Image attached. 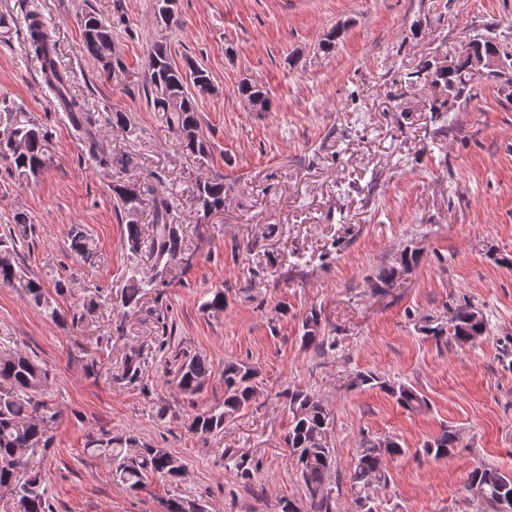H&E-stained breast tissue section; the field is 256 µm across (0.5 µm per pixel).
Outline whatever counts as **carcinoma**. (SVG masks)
<instances>
[{"label": "carcinoma", "instance_id": "1", "mask_svg": "<svg viewBox=\"0 0 512 512\" xmlns=\"http://www.w3.org/2000/svg\"><path fill=\"white\" fill-rule=\"evenodd\" d=\"M174 0H157L155 21L169 29L173 24ZM25 30V52L34 59L48 77L49 91L65 112L70 124L84 134L85 151L92 157L100 154L96 137V119L89 101L72 89L71 81L58 59L55 28L36 9L23 13L18 23L11 16L0 15V35H9L13 28ZM82 49L97 61L105 73L118 65L112 23L88 11L80 19ZM478 55H498L512 68V41L488 30L466 39V44L454 57V65L443 68L438 64H425L431 83L438 87L444 98L431 105L433 112H445L467 95L475 78L470 70V58ZM147 82L144 87L147 105L158 112L166 126L176 134L179 147L195 157L205 160L211 154V143L201 129L198 117V98L210 93L212 81L206 68L186 56L176 62L167 41H156L147 61ZM238 94L247 102L258 101L261 111L268 112L272 102L263 86L243 81ZM0 162L22 180L39 178L53 163L52 133L26 109L9 100H0ZM224 175L216 174L196 184L193 193L194 209L203 216L224 210ZM114 208L126 218L125 235L128 250L138 255L147 248L152 262V275H132L123 286L120 300L130 307L140 300L145 288L163 282L169 268L183 251L184 230L181 213L168 191H156L151 199V224L142 226L129 220L132 211L140 212L145 198L140 187L130 183L112 186ZM14 225L0 229V287L18 288L34 306L42 309L51 319L66 322L64 315L51 305L42 282L28 275L17 251L14 227H27L28 217L22 212L13 216ZM67 249L77 260L91 264L96 257V246L91 235L81 224L71 226ZM419 261L418 252H403L398 266L412 267ZM398 266L379 269L376 286L386 288L398 272ZM224 290L209 292L204 308L214 314L224 312ZM454 317L448 322L442 318L422 317L417 331L437 345H466L489 330L486 312L470 302L452 307ZM300 336L304 347L322 351L336 348V341L322 334L320 313L311 309L302 321ZM212 370L201 355H184L175 369L177 388L184 394L200 391L210 379ZM224 401L195 415L190 430L201 438L224 429V422L243 410L254 396V370L243 361H227L222 371ZM49 378L48 370L37 360L21 351L0 355V497L10 496L15 512H54L47 495L37 458L46 454L52 444L49 429L56 423L60 411L42 399ZM351 388H379L408 411H420L428 406L426 398L415 388L401 382L385 380L372 372H359L350 380ZM290 427L287 445L290 458L300 474L304 487L305 504L310 512H330L331 494L326 477L334 464L333 448L327 440L334 419L332 412L316 394L299 388L284 392ZM457 433L445 429L428 441L423 452L436 459L448 456L457 448ZM86 449L104 459L112 468V479L129 488L141 489L153 477L177 483L183 476L180 459L164 448L141 441L122 432L88 437ZM406 453L394 438L390 447L381 450L366 439L354 461L350 475V492L356 506L366 505L364 512H378L375 491L388 483L385 457ZM479 482L483 494L480 501L494 512H499V499L512 496V474L496 468L478 465L469 475V483ZM164 512H202V505L189 495L176 494L164 504Z\"/></svg>", "mask_w": 512, "mask_h": 512}]
</instances>
